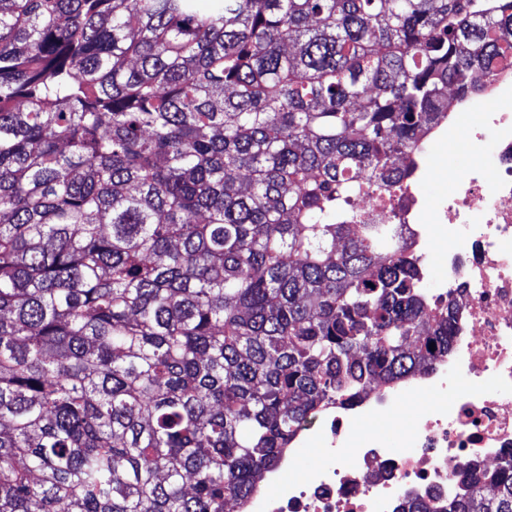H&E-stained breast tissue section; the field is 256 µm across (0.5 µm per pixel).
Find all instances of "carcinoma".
I'll list each match as a JSON object with an SVG mask.
<instances>
[{"instance_id": "1", "label": "carcinoma", "mask_w": 512, "mask_h": 512, "mask_svg": "<svg viewBox=\"0 0 512 512\" xmlns=\"http://www.w3.org/2000/svg\"><path fill=\"white\" fill-rule=\"evenodd\" d=\"M512 0H0V512H225L450 350L393 192ZM435 350H430V344ZM445 502L512 512V455Z\"/></svg>"}]
</instances>
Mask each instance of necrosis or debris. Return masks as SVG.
Returning <instances> with one entry per match:
<instances>
[{"label":"necrosis or debris","instance_id":"1","mask_svg":"<svg viewBox=\"0 0 512 512\" xmlns=\"http://www.w3.org/2000/svg\"><path fill=\"white\" fill-rule=\"evenodd\" d=\"M494 69L480 98L449 96L445 118L424 135L428 142L450 139L461 114L476 115L468 160L452 192L435 202L436 223L425 219L417 160L399 190L376 191L359 203L367 223L397 225L419 269L429 265L431 242L446 243L433 297L452 302L459 319L450 326L448 356L410 390L433 399L409 451H394L374 436L352 443L364 419L399 423L402 389L330 407L296 435L298 443L318 445L323 465L302 481H283V472L298 466L296 450H289L267 475L276 494L253 497L248 512H394L409 491L454 497L460 465H489L512 451V54Z\"/></svg>","mask_w":512,"mask_h":512}]
</instances>
